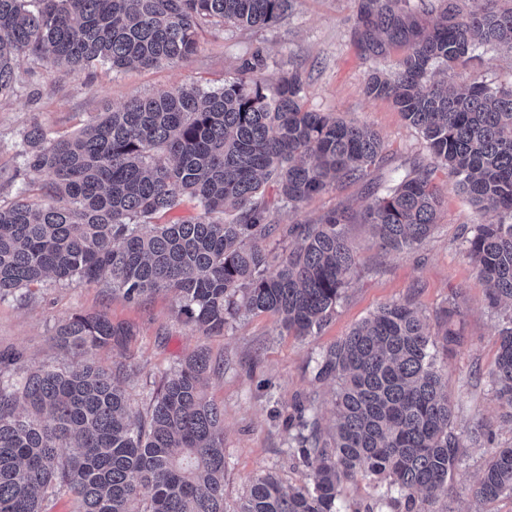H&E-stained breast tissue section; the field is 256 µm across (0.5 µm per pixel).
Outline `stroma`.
Listing matches in <instances>:
<instances>
[{
    "instance_id": "35a3bbf8",
    "label": "stroma",
    "mask_w": 512,
    "mask_h": 512,
    "mask_svg": "<svg viewBox=\"0 0 512 512\" xmlns=\"http://www.w3.org/2000/svg\"><path fill=\"white\" fill-rule=\"evenodd\" d=\"M360 0H296L282 21L264 28L228 24L205 28L197 52L177 66L115 70L96 65L84 70L55 66L28 56L14 67L16 91L0 99V204L17 199L43 202L47 175L24 176L18 151L23 132L38 124L54 136H69L102 112L121 107L135 96L180 85L216 89L234 81L246 60L262 56L257 77L265 85L299 72L305 109L327 112L364 124L382 139V157L370 174L305 202L298 220H315L343 209L353 215L349 243L358 267L334 313L317 333L297 338L279 328L270 313L241 315L224 332L207 334L178 313L173 295L159 293L131 301L102 283L74 278L47 281L17 297L0 300V356L19 355V372L38 366L67 368L80 357L60 347L56 330L75 313L104 312L128 334L92 353L105 368L123 367L120 385L134 415H145L164 373L177 369L198 349H206L218 371L209 373L206 394L224 410V508L237 512L257 477L272 474L296 485L304 469L288 455L295 434L288 419L298 403L310 404L323 428L333 423L334 387L316 380L315 361L351 329L390 303L411 304L439 336V311L456 298L462 316L455 324L462 343L453 352L438 351L448 373V393L456 405L459 430L491 424L495 446L512 445V423L504 421L487 373L498 348V318L485 301V286L461 253V244L476 224L498 222L494 212L479 211L436 172L440 197L437 226L421 244L402 252L381 250L362 214L384 196L413 166L427 162L422 134L386 99L367 96L373 69L394 70L400 50L372 60L354 35ZM481 73L492 86L512 85V59L497 51L482 53L456 71L454 80ZM486 447H474L454 470L437 512H470L473 489Z\"/></svg>"
}]
</instances>
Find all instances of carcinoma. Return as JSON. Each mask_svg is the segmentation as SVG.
<instances>
[{"label":"carcinoma","mask_w":512,"mask_h":512,"mask_svg":"<svg viewBox=\"0 0 512 512\" xmlns=\"http://www.w3.org/2000/svg\"><path fill=\"white\" fill-rule=\"evenodd\" d=\"M294 2L0 0V97L15 93L22 55L78 69L177 66L197 52L201 29L270 26ZM388 2L362 0L357 41L375 57L393 47L404 54L394 73L369 76L366 93L390 100L421 132L431 162L369 203L363 219L381 248H413L436 226L438 169L476 207L501 215L474 225L464 253L499 318L488 378L512 421V86L492 87L480 75L457 86L449 76L480 49L512 53V0H471L464 15L450 3L426 31ZM261 66L257 54L217 90L181 85L134 97L72 137L28 130L26 170L50 180L43 204H0V299L48 277L104 279L129 300L173 292L186 322L208 333L224 331L242 309L276 315L293 336L319 329L356 268L350 217L334 210L289 225L292 247L274 265L263 246L271 206L296 213L312 197L365 177L382 141L365 126L304 110L296 71L265 87L255 77ZM267 183L276 187L272 202ZM186 199L197 215L154 222ZM460 316L453 303L440 312L446 349L460 343L453 329ZM124 335L104 313L74 315L56 331L79 355ZM436 345L415 309L395 303L331 345L316 376L335 383L334 430L323 438L303 404L290 418L292 457L307 469L308 484L261 476L238 512H343L341 481L359 477L387 481L382 498L391 512H433L467 443L495 436L487 423L467 438L458 432ZM18 361L0 360V512H48L63 491L72 512H225L224 412L201 388L210 370L204 351L163 377L146 418L135 423L112 371L83 363L15 379ZM503 495L512 496V446L490 454L474 493L481 503Z\"/></svg>","instance_id":"carcinoma-1"}]
</instances>
